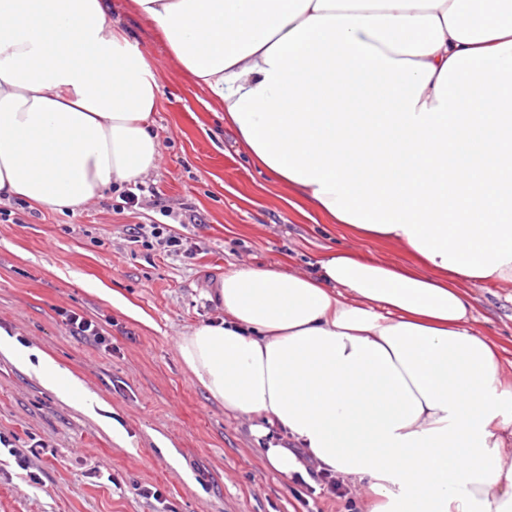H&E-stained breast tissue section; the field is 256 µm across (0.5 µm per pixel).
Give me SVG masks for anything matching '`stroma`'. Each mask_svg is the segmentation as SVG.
Masks as SVG:
<instances>
[{"instance_id":"obj_1","label":"stroma","mask_w":512,"mask_h":512,"mask_svg":"<svg viewBox=\"0 0 512 512\" xmlns=\"http://www.w3.org/2000/svg\"><path fill=\"white\" fill-rule=\"evenodd\" d=\"M130 2L111 0V18L159 72L157 169L131 205L119 185L72 211L0 203V334L55 360L99 401L86 411L0 350V434L14 445L0 452V512H364L366 495L313 494L304 479L275 472L254 432L263 417H238L210 400L177 343L223 319L208 295L224 271L306 274L338 249L393 265L409 256L400 244L288 206L286 189L255 165L223 108L185 77ZM130 224L172 225L196 242V254L130 244ZM92 280L108 295L91 291ZM465 290L474 329L512 352V282ZM72 312L107 327V345L70 335ZM138 485L159 498L136 495Z\"/></svg>"}]
</instances>
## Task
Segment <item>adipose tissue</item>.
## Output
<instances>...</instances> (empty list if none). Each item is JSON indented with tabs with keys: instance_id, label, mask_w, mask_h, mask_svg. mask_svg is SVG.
Returning <instances> with one entry per match:
<instances>
[{
	"instance_id": "adipose-tissue-1",
	"label": "adipose tissue",
	"mask_w": 512,
	"mask_h": 512,
	"mask_svg": "<svg viewBox=\"0 0 512 512\" xmlns=\"http://www.w3.org/2000/svg\"><path fill=\"white\" fill-rule=\"evenodd\" d=\"M133 3L289 206L410 256L225 272L223 320L178 344L194 381L279 429L275 471L308 454L369 512H512V379L463 289L512 281V0ZM159 94L108 0H0V201L76 208L147 176Z\"/></svg>"
}]
</instances>
